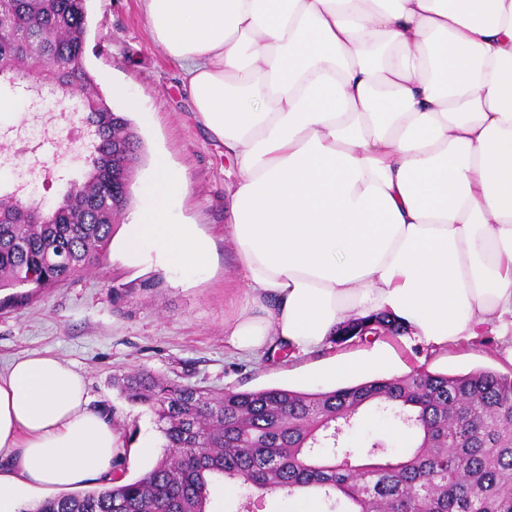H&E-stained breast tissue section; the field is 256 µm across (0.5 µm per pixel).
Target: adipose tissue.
I'll use <instances>...</instances> for the list:
<instances>
[{
    "instance_id": "1",
    "label": "adipose tissue",
    "mask_w": 512,
    "mask_h": 512,
    "mask_svg": "<svg viewBox=\"0 0 512 512\" xmlns=\"http://www.w3.org/2000/svg\"><path fill=\"white\" fill-rule=\"evenodd\" d=\"M238 177L227 242L246 357L309 354L388 312L445 346L512 333V0H141ZM188 175L158 155L112 253L208 266L172 219ZM118 436L79 371L42 353L0 371V512L111 482Z\"/></svg>"
}]
</instances>
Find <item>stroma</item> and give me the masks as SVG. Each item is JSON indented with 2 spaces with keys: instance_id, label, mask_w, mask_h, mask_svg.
<instances>
[{
  "instance_id": "stroma-1",
  "label": "stroma",
  "mask_w": 512,
  "mask_h": 512,
  "mask_svg": "<svg viewBox=\"0 0 512 512\" xmlns=\"http://www.w3.org/2000/svg\"><path fill=\"white\" fill-rule=\"evenodd\" d=\"M89 7L86 66L108 104L127 114L143 142V161L134 181L147 178L159 152L187 172L189 186L175 219L198 225L212 240L211 264L188 276L108 255L44 290L30 305L2 304L0 368L41 352L81 372L91 408L120 436L117 475L133 479L155 463V456L141 452L143 441L164 443L154 414L127 403L112 386L113 376L137 369L217 394L270 387L310 392L314 386L306 377L311 371L336 357H367L377 348L390 361L391 377L419 369L457 374L488 368L512 374V338L498 335L492 322L481 335L444 347L404 333L332 344L309 356L276 353L259 361L238 356L224 340V325L237 315L243 300L236 257L224 246V188L236 178L237 169L225 157L223 144L203 128L178 66L153 42L139 0H89ZM116 85L138 94L137 109H128L123 99L113 96ZM88 141L77 119L55 112L37 115L25 109L0 118V175L14 183L30 168L53 166L55 176L37 181L36 192L54 201L57 173L80 178L77 157ZM146 279L154 281V288L142 289ZM114 288L125 294L117 305L110 297ZM372 440L383 441L393 457L411 446L392 414L369 409L344 442L360 453Z\"/></svg>"
}]
</instances>
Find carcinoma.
<instances>
[{
    "instance_id": "cac0c4a2",
    "label": "carcinoma",
    "mask_w": 512,
    "mask_h": 512,
    "mask_svg": "<svg viewBox=\"0 0 512 512\" xmlns=\"http://www.w3.org/2000/svg\"><path fill=\"white\" fill-rule=\"evenodd\" d=\"M88 0H0V68L13 92L32 73L89 90L77 102L94 124L82 182L61 180L45 206L17 187L0 191V290L22 307L99 261L114 218L131 202L142 158L131 121L113 111L84 65ZM404 331L381 313L351 320L332 342ZM122 398L158 417L164 453L136 478L48 498L23 512H208L214 479L249 491L314 492L327 512H512V376L417 370L314 393L288 388L211 390L147 370L113 379ZM401 411L414 436L390 458L380 442L365 457L336 447V420L366 409Z\"/></svg>"
}]
</instances>
